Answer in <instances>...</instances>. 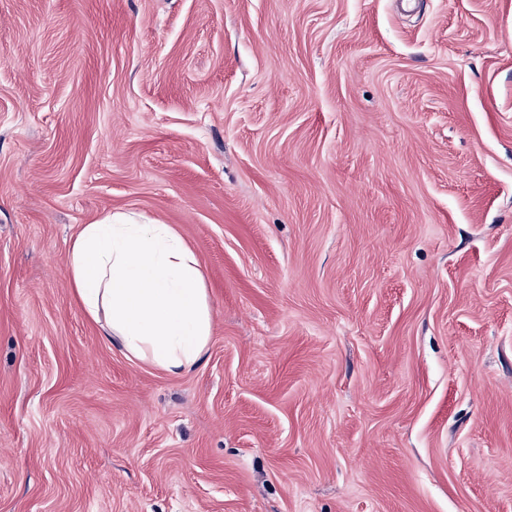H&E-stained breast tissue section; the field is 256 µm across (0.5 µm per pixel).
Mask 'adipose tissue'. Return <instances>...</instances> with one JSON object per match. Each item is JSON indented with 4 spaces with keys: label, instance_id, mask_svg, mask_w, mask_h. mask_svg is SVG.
Returning a JSON list of instances; mask_svg holds the SVG:
<instances>
[{
    "label": "adipose tissue",
    "instance_id": "obj_1",
    "mask_svg": "<svg viewBox=\"0 0 512 512\" xmlns=\"http://www.w3.org/2000/svg\"><path fill=\"white\" fill-rule=\"evenodd\" d=\"M69 276L85 312L126 357L179 374L206 350L213 311L204 273L169 225L124 214L84 225L71 245Z\"/></svg>",
    "mask_w": 512,
    "mask_h": 512
}]
</instances>
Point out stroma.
<instances>
[{"label": "stroma", "instance_id": "obj_1", "mask_svg": "<svg viewBox=\"0 0 512 512\" xmlns=\"http://www.w3.org/2000/svg\"><path fill=\"white\" fill-rule=\"evenodd\" d=\"M115 213L187 372L69 285ZM0 512H512V0H0ZM69 276L85 312L126 357L180 374L206 350L213 311L204 273L168 224L116 214L84 225L71 245Z\"/></svg>", "mask_w": 512, "mask_h": 512}]
</instances>
